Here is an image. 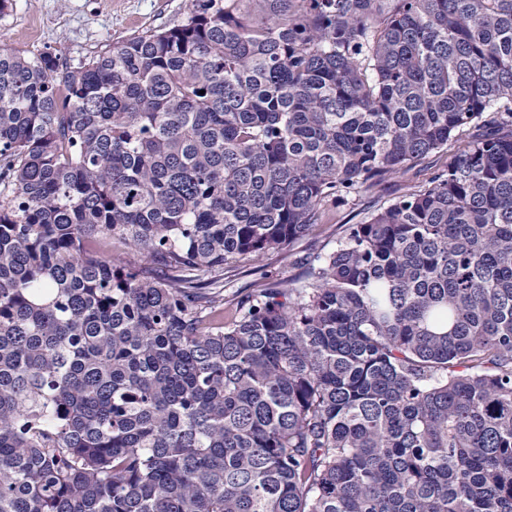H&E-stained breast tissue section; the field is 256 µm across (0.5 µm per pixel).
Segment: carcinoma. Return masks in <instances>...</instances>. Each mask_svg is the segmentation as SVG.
<instances>
[{
    "mask_svg": "<svg viewBox=\"0 0 512 512\" xmlns=\"http://www.w3.org/2000/svg\"><path fill=\"white\" fill-rule=\"evenodd\" d=\"M467 133L225 310V265ZM0 512H512V0L1 50Z\"/></svg>",
    "mask_w": 512,
    "mask_h": 512,
    "instance_id": "obj_1",
    "label": "carcinoma"
}]
</instances>
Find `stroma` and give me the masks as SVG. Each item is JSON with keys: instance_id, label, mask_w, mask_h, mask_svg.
<instances>
[{"instance_id": "stroma-1", "label": "stroma", "mask_w": 512, "mask_h": 512, "mask_svg": "<svg viewBox=\"0 0 512 512\" xmlns=\"http://www.w3.org/2000/svg\"><path fill=\"white\" fill-rule=\"evenodd\" d=\"M189 4L190 0H10L0 12V49L26 56L52 52L75 65L132 35L180 23ZM457 151V146H450L431 163L337 204L307 236L264 256L262 266L275 280L293 282L307 262L335 249L345 225L391 203L409 186L425 183L433 168L449 163Z\"/></svg>"}]
</instances>
